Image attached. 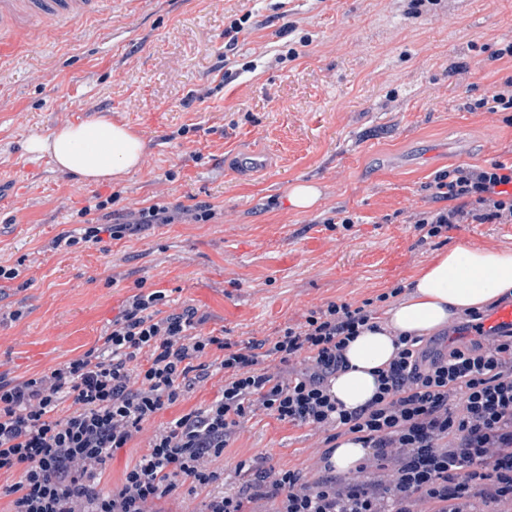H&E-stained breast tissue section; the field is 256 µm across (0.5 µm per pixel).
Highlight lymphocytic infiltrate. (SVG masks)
Masks as SVG:
<instances>
[{"label": "lymphocytic infiltrate", "mask_w": 512, "mask_h": 512, "mask_svg": "<svg viewBox=\"0 0 512 512\" xmlns=\"http://www.w3.org/2000/svg\"><path fill=\"white\" fill-rule=\"evenodd\" d=\"M431 187L434 208L411 217L420 242L460 224L512 223V162L457 165L437 172ZM111 206L106 198L77 211L82 226L57 235L54 249L216 216L210 203L175 204L161 192L138 208ZM405 293L397 285L358 304L331 301L275 336L235 341L201 333L197 308L172 310L164 291H138L82 354L30 376L0 375V472L16 477L0 489L7 512H162L185 493L199 497L198 512H252L262 500L271 512L512 506V329H485L484 311L465 310L443 348L393 336L394 356L365 405L348 410L332 394L349 343ZM469 330L475 339L457 340ZM218 373L224 383L212 400L150 429L156 414ZM259 412L309 430L311 465L241 459L239 484L225 487L218 462ZM142 436L146 454L101 489L107 462ZM343 438L367 450L348 474L331 462Z\"/></svg>", "instance_id": "1"}]
</instances>
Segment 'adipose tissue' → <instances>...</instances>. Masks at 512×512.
Segmentation results:
<instances>
[{"mask_svg": "<svg viewBox=\"0 0 512 512\" xmlns=\"http://www.w3.org/2000/svg\"><path fill=\"white\" fill-rule=\"evenodd\" d=\"M29 152L46 155L58 169L87 183L119 179L135 171L145 150L129 126L106 117L66 123L44 136L31 137ZM406 297L390 307L379 331L365 330L350 343L348 367L331 390L346 409L365 404L376 391L372 372L393 352L391 332L427 335L467 308L481 309L512 294V249H488L457 243L437 253L409 283Z\"/></svg>", "mask_w": 512, "mask_h": 512, "instance_id": "obj_1", "label": "adipose tissue"}]
</instances>
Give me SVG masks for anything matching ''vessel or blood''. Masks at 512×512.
Wrapping results in <instances>:
<instances>
[{
  "instance_id": "obj_1",
  "label": "vessel or blood",
  "mask_w": 512,
  "mask_h": 512,
  "mask_svg": "<svg viewBox=\"0 0 512 512\" xmlns=\"http://www.w3.org/2000/svg\"><path fill=\"white\" fill-rule=\"evenodd\" d=\"M106 0H0V48L25 37L35 23L51 20L65 27L101 11Z\"/></svg>"
}]
</instances>
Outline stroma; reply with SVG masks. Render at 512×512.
I'll list each match as a JSON object with an SVG mask.
<instances>
[{"label":"stroma","mask_w":512,"mask_h":512,"mask_svg":"<svg viewBox=\"0 0 512 512\" xmlns=\"http://www.w3.org/2000/svg\"><path fill=\"white\" fill-rule=\"evenodd\" d=\"M248 11L257 23L235 58L255 69L227 81L224 28ZM510 42L512 0H112L64 33L43 24L37 42L0 56V263L25 258L29 281L0 289V309L25 312L0 321V372L82 354L140 282L198 308L203 331L260 339L312 307L407 283L457 241L511 249L512 224H462L422 244L410 223L431 207L437 171L512 157L503 113L466 107L512 76V59L493 57ZM292 46L298 57L278 62ZM103 114L145 141L122 180L88 184L26 149ZM298 182L319 187L312 209L290 204ZM158 192L217 215L53 249L96 197L138 207ZM342 211L353 227L336 224ZM310 444L307 428L261 413L224 468L254 456L301 468Z\"/></svg>","instance_id":"stroma-1"}]
</instances>
